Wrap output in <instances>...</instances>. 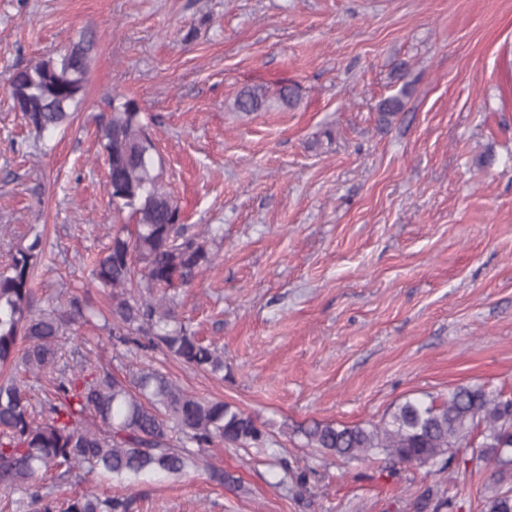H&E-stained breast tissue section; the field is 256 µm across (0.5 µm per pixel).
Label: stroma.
<instances>
[{
	"label": "stroma",
	"instance_id": "obj_1",
	"mask_svg": "<svg viewBox=\"0 0 512 512\" xmlns=\"http://www.w3.org/2000/svg\"><path fill=\"white\" fill-rule=\"evenodd\" d=\"M95 39L83 101L38 135L12 106L17 68ZM296 104L251 114L247 85ZM404 107L379 121L387 97ZM136 99L163 183L215 265L180 289V318L224 353L215 377L152 353L185 389L265 423L266 444L213 448L239 478L148 475L129 512H480L485 468L443 471L306 448L300 426L379 421L460 385L512 398V0H0V264L42 234V307L90 287L130 211L112 207L98 120ZM94 365L141 360L103 319ZM312 469L277 487L280 461Z\"/></svg>",
	"mask_w": 512,
	"mask_h": 512
}]
</instances>
